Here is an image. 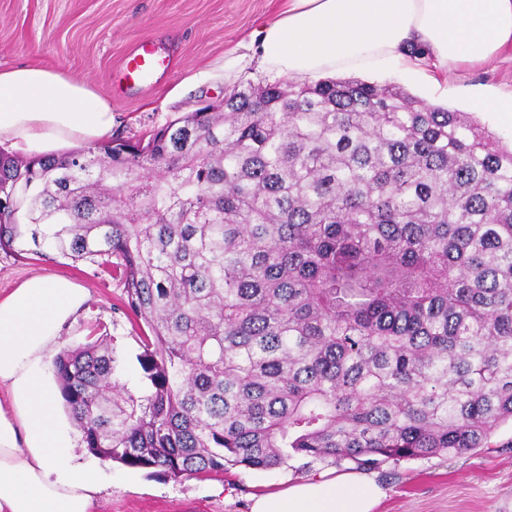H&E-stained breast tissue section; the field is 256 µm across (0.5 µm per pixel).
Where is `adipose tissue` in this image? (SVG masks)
Instances as JSON below:
<instances>
[{"label": "adipose tissue", "instance_id": "1", "mask_svg": "<svg viewBox=\"0 0 512 512\" xmlns=\"http://www.w3.org/2000/svg\"><path fill=\"white\" fill-rule=\"evenodd\" d=\"M260 30L265 69L304 78L359 71H411L405 52L424 48L434 70L477 66L512 49V0H287ZM111 106L61 73L35 66L0 71V142L28 151L105 137ZM87 300L62 276L36 274L0 297V512H92L93 468L67 456L72 440L58 417L60 395L44 358ZM372 480L328 472L251 498L250 512H375Z\"/></svg>", "mask_w": 512, "mask_h": 512}]
</instances>
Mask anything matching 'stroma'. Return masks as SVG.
<instances>
[{
  "mask_svg": "<svg viewBox=\"0 0 512 512\" xmlns=\"http://www.w3.org/2000/svg\"><path fill=\"white\" fill-rule=\"evenodd\" d=\"M280 0H0V70L32 65L84 83L112 107L113 136L148 141L157 128L201 102L223 99L247 85L279 82L255 56L259 30L278 16ZM172 56L173 69L142 89L117 87L126 55L140 41ZM369 82L396 85L431 106L467 112L512 148V124L500 113L477 110V98L512 92V55L449 73L439 82L400 72L372 74ZM34 274L70 278L90 298L65 327L60 348L108 332L122 358L116 372L131 392L140 389L134 358L141 323L124 306L122 284L89 261L51 260L0 250V295ZM76 461L98 472L103 490L94 512H249L252 494L300 482L332 470L331 461L256 471L227 467L224 474L174 481L105 462L74 438ZM384 497L376 512H512V425L496 432L493 445L456 455L387 461L368 470Z\"/></svg>",
  "mask_w": 512,
  "mask_h": 512,
  "instance_id": "35a3bbf8",
  "label": "stroma"
}]
</instances>
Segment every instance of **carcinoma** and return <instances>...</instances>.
<instances>
[{
  "label": "carcinoma",
  "mask_w": 512,
  "mask_h": 512,
  "mask_svg": "<svg viewBox=\"0 0 512 512\" xmlns=\"http://www.w3.org/2000/svg\"><path fill=\"white\" fill-rule=\"evenodd\" d=\"M92 261L140 320L55 360L103 461L175 481L491 445L512 422V150L354 79L249 85L147 143L0 154V249Z\"/></svg>",
  "instance_id": "obj_1"
}]
</instances>
